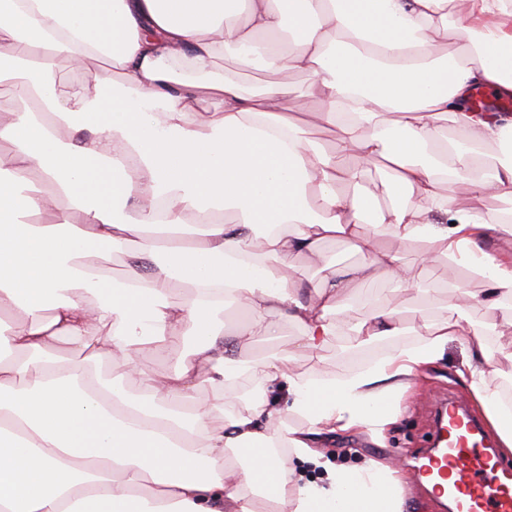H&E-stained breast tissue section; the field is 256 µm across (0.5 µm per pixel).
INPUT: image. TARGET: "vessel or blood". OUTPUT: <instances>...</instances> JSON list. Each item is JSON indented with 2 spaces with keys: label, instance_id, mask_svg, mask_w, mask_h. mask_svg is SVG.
Returning a JSON list of instances; mask_svg holds the SVG:
<instances>
[{
  "label": "vessel or blood",
  "instance_id": "b4317fda",
  "mask_svg": "<svg viewBox=\"0 0 512 512\" xmlns=\"http://www.w3.org/2000/svg\"><path fill=\"white\" fill-rule=\"evenodd\" d=\"M419 472L444 498L446 512H512V467L499 462L459 400L438 402L434 444Z\"/></svg>",
  "mask_w": 512,
  "mask_h": 512
}]
</instances>
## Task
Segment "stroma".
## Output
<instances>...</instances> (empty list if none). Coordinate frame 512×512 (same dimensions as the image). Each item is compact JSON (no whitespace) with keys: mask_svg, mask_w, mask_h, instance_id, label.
<instances>
[{"mask_svg":"<svg viewBox=\"0 0 512 512\" xmlns=\"http://www.w3.org/2000/svg\"><path fill=\"white\" fill-rule=\"evenodd\" d=\"M212 65L215 71L233 79L248 91L258 90L270 82H285L292 85L295 92L300 93L305 91L309 83L307 74L293 70L269 72L257 64L246 66L229 52L218 55ZM420 250L421 247L417 244L400 250L404 262L415 273L414 287L402 288L391 283L382 286L380 298L389 310L398 314L403 328L401 335L386 337L384 346L376 348L369 344L361 353L344 348V336L352 334L354 325L367 319L371 312L370 306L365 305L356 291L352 290L339 293L337 307L345 311L346 320L338 335L330 337L318 352L311 353L303 349L300 328L287 321L283 323L276 339L254 338L240 341L235 350L236 358L257 362L275 351L286 358L291 372L304 376L318 374L332 377L347 374L365 362L383 356L390 348L417 343L422 333L421 321L417 317L418 310L444 311L448 305L450 286L463 285L477 293L484 287L481 280L457 273L447 261L423 266L419 261ZM456 318L465 328H475L483 333L491 354H498L503 348L512 350V335L501 332L503 323L512 319L511 313L491 311L476 304L458 312ZM464 356L461 342L451 341L443 360L413 379L405 395L407 412L403 419L390 427L384 445L372 443L365 434L359 432L339 433L326 439L325 454L340 464L395 459L400 462L403 470H411L413 456L421 453L427 446L428 411L431 402L446 392L454 393L465 401L471 398L457 374Z\"/></svg>","mask_w":512,"mask_h":512,"instance_id":"stroma-1","label":"stroma"}]
</instances>
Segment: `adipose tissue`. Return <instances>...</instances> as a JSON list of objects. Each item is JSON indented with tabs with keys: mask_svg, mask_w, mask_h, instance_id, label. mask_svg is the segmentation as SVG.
Segmentation results:
<instances>
[{
	"mask_svg": "<svg viewBox=\"0 0 512 512\" xmlns=\"http://www.w3.org/2000/svg\"><path fill=\"white\" fill-rule=\"evenodd\" d=\"M473 34L461 54H437L448 18ZM28 53L17 57L15 50ZM269 71L310 75L305 96L276 82L250 93L210 67L224 49ZM0 512H403L404 473L390 462H334L325 436L365 432L383 443L401 419L409 380L442 360L459 322L423 315V340L393 347L351 374L302 377L273 356L226 357L225 303L246 317L235 336L272 335L281 320L319 349L345 288L384 279L408 286L399 245L424 244L480 275L481 293L450 306L512 312V223L483 201L512 195V115L468 109L476 88L512 97V0H0ZM92 73L97 92L61 87L55 58ZM316 99L336 148L310 138L298 115ZM451 124L458 141L445 140ZM497 144L495 157L483 143ZM360 167L348 168L351 157ZM386 164L383 208L362 186ZM40 171L47 188L34 187ZM418 202H411V195ZM69 210H59L57 197ZM232 222H223L224 214ZM394 246L370 247L363 225ZM130 253L121 284L97 260ZM345 241L355 267L331 271L300 300L289 274L323 244ZM183 285H220L225 301L173 303ZM197 343L179 366L135 368L147 346ZM82 350L79 360L64 351ZM458 374L512 454V411L486 381L482 338ZM121 355L144 393L131 400L99 365ZM263 386L227 413L241 378ZM210 386V405L194 402ZM302 430L272 431L284 414Z\"/></svg>",
	"mask_w": 512,
	"mask_h": 512,
	"instance_id": "1",
	"label": "adipose tissue"
}]
</instances>
